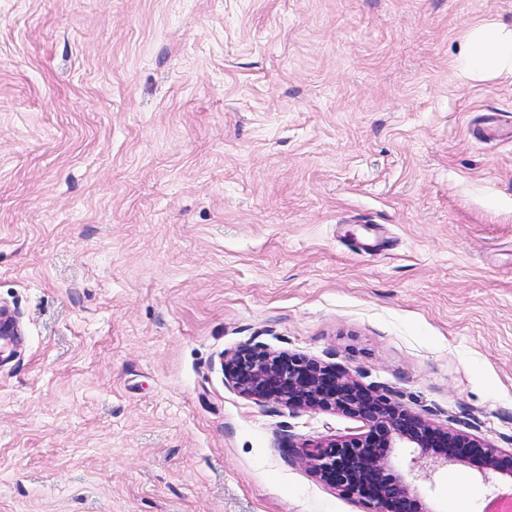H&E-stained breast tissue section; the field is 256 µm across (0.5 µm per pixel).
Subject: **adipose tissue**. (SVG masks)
Instances as JSON below:
<instances>
[{
  "label": "adipose tissue",
  "mask_w": 512,
  "mask_h": 512,
  "mask_svg": "<svg viewBox=\"0 0 512 512\" xmlns=\"http://www.w3.org/2000/svg\"><path fill=\"white\" fill-rule=\"evenodd\" d=\"M464 57L476 75L493 74L512 67V31L494 25L472 27L465 38Z\"/></svg>",
  "instance_id": "1"
}]
</instances>
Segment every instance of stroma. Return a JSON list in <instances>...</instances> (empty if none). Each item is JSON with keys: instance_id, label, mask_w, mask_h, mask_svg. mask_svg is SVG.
<instances>
[{"instance_id": "stroma-1", "label": "stroma", "mask_w": 512, "mask_h": 512, "mask_svg": "<svg viewBox=\"0 0 512 512\" xmlns=\"http://www.w3.org/2000/svg\"><path fill=\"white\" fill-rule=\"evenodd\" d=\"M512 0H0V512H367L244 398L318 359L512 448ZM432 512L512 484L448 466ZM464 58L476 75L512 69V31L494 25L473 26L465 38Z\"/></svg>"}]
</instances>
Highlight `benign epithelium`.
Listing matches in <instances>:
<instances>
[{
  "label": "benign epithelium",
  "mask_w": 512,
  "mask_h": 512,
  "mask_svg": "<svg viewBox=\"0 0 512 512\" xmlns=\"http://www.w3.org/2000/svg\"><path fill=\"white\" fill-rule=\"evenodd\" d=\"M232 387L246 398L292 409L333 411L363 424L358 437L329 440L304 453L312 471L345 495L364 499L369 512H429L414 486V465L469 466L479 458L488 479L512 481V452L484 445L473 436L433 425L384 392L369 390L314 358L245 347L223 362ZM412 450L404 468L396 449Z\"/></svg>",
  "instance_id": "7a95c632"
}]
</instances>
